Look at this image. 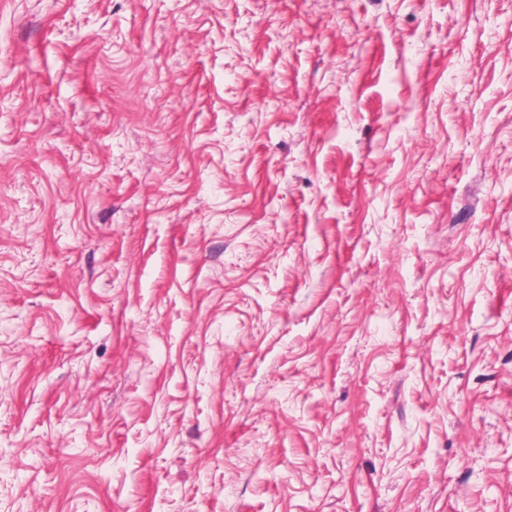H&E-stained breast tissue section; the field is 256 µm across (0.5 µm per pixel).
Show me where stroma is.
<instances>
[{
	"mask_svg": "<svg viewBox=\"0 0 512 512\" xmlns=\"http://www.w3.org/2000/svg\"><path fill=\"white\" fill-rule=\"evenodd\" d=\"M0 512H512V0H0Z\"/></svg>",
	"mask_w": 512,
	"mask_h": 512,
	"instance_id": "obj_1",
	"label": "stroma"
}]
</instances>
